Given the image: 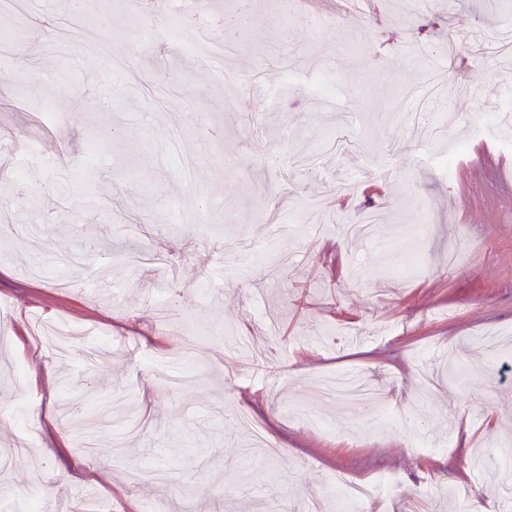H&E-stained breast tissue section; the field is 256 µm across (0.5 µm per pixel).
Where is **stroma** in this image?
<instances>
[{"label": "stroma", "mask_w": 512, "mask_h": 512, "mask_svg": "<svg viewBox=\"0 0 512 512\" xmlns=\"http://www.w3.org/2000/svg\"><path fill=\"white\" fill-rule=\"evenodd\" d=\"M234 6L110 0L111 24L0 55V512H336L340 472L391 478L388 512H512V469L476 461L512 460V351L474 344L512 335V56L468 40L512 27V0H250L233 89L177 43L129 53L201 15L223 38ZM278 41L334 95L290 89ZM430 71L465 93L419 142L399 96ZM29 145L70 169L19 178ZM135 247L178 280L128 266ZM350 375L382 405L345 411L327 384Z\"/></svg>", "instance_id": "stroma-1"}]
</instances>
